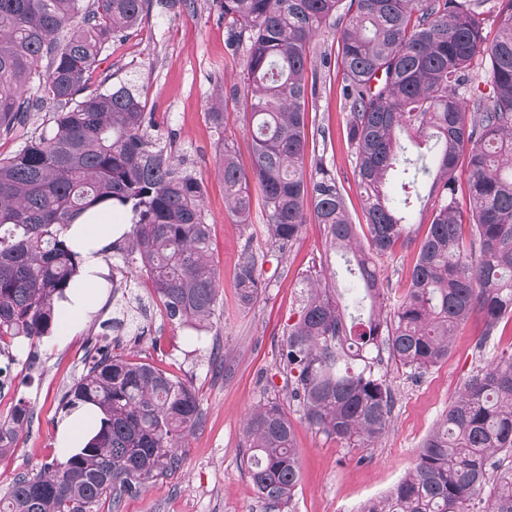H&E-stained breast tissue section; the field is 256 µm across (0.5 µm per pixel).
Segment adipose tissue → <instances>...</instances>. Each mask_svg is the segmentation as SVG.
Instances as JSON below:
<instances>
[{
  "mask_svg": "<svg viewBox=\"0 0 512 512\" xmlns=\"http://www.w3.org/2000/svg\"><path fill=\"white\" fill-rule=\"evenodd\" d=\"M129 213L105 202L76 217L65 231L67 238H80L84 243L78 274L61 302V321L70 326L93 312L100 302L99 285L107 273L105 259L115 237L116 228H129Z\"/></svg>",
  "mask_w": 512,
  "mask_h": 512,
  "instance_id": "1",
  "label": "adipose tissue"
}]
</instances>
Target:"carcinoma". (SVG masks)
<instances>
[{
  "label": "carcinoma",
  "instance_id": "carcinoma-1",
  "mask_svg": "<svg viewBox=\"0 0 512 512\" xmlns=\"http://www.w3.org/2000/svg\"><path fill=\"white\" fill-rule=\"evenodd\" d=\"M0 0V137L22 131L47 100L57 106L14 155L0 158V355L9 341L34 343L58 321L57 305L78 273L80 254L63 229L107 200L131 214L112 242L130 286L150 280L170 320L202 322L218 303L202 179L148 133L146 100L132 86L91 90L87 73L102 51L135 27L150 0ZM243 48V88L233 87L250 140V170L224 139V99L205 119L217 135L224 207L242 223L253 206L279 252L291 247L312 205L330 247L370 299L367 317L347 318L335 290L310 285L283 353L290 400L307 422L350 448H366L390 425L392 393L372 351L413 372L448 358L456 328L481 315L486 335L512 314V0H214ZM498 30L484 34L487 10ZM336 26L349 105L354 178L365 194L367 244L358 242L335 175L315 159L306 176L307 107L317 72L312 39ZM47 71H40L42 60ZM480 69L489 93L475 87ZM43 96L33 99V84ZM405 132L433 142L407 156ZM465 175L468 216L456 196ZM396 177L401 193L388 195ZM432 180L434 198L404 299L382 314L375 259L411 242L408 189ZM234 287L247 307L262 288L247 247ZM95 407L100 425L85 445L43 473L18 476L0 512H91L103 496L117 506L180 464L178 447L200 422L195 392L149 362L93 346L87 373L64 409ZM25 408L0 425V454ZM246 468L260 498L279 512L300 481L294 432L282 405L266 399L245 421ZM362 512H512V355L471 374L424 440L416 466Z\"/></svg>",
  "mask_w": 512,
  "mask_h": 512
}]
</instances>
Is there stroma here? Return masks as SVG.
I'll list each match as a JSON object with an SVG mask.
<instances>
[{
	"instance_id": "stroma-1",
	"label": "stroma",
	"mask_w": 512,
	"mask_h": 512,
	"mask_svg": "<svg viewBox=\"0 0 512 512\" xmlns=\"http://www.w3.org/2000/svg\"><path fill=\"white\" fill-rule=\"evenodd\" d=\"M337 52L334 29L324 28L312 43L318 82L308 106L309 125L325 130L315 153L340 177L350 217L359 225L363 200L353 177L355 157L346 137L349 108ZM243 59L242 51L231 46L230 31L212 0H151L140 24L100 55L90 86L103 91L126 82L142 86L154 117L152 136L171 144L175 158L205 183L219 303L196 330L170 321L144 280L128 305L134 326L106 331L102 325L112 321L115 308L106 285L98 309L65 333L34 344L16 339L11 357L0 356V367L8 370L0 384V423L21 406L32 421L10 451L0 454V496L18 474L36 475L60 457L58 427L66 394L85 373L88 350L98 341L117 345L120 353L150 362L190 386L200 400L202 419L186 437L177 469L124 497L120 505L100 499L92 512H267L243 461L247 413L266 396L283 405L300 458L301 478L283 512H360L415 467L423 440L473 371L512 354V317L502 318L489 336L482 317L472 315L458 327L447 359L423 374H411L383 356L378 370L392 389L394 406L391 425L378 442L350 448L308 424L288 398L282 353L288 326L306 294L309 267L324 257L334 269L338 259L331 256L318 224H304L293 247L281 254L263 237L260 210H253L250 223L241 224L224 207L215 136L204 114L213 97L239 84ZM428 191L427 183H419V197L410 208L412 244L378 262L388 305L406 293L415 243L424 233ZM248 246L263 255L264 286L244 308L236 301L233 281L237 260Z\"/></svg>"
}]
</instances>
